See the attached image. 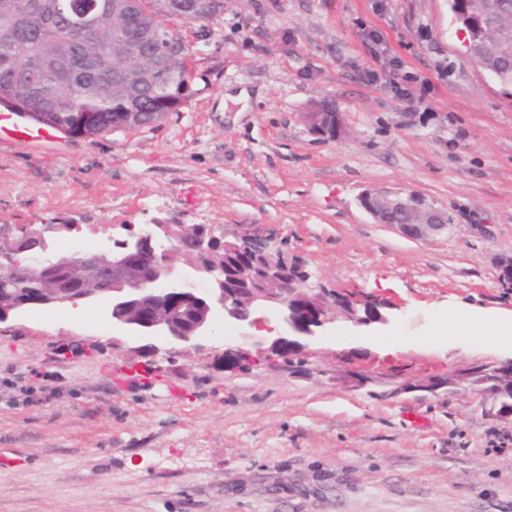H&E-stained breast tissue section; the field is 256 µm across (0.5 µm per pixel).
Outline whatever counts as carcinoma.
Returning a JSON list of instances; mask_svg holds the SVG:
<instances>
[{"label": "carcinoma", "mask_w": 512, "mask_h": 512, "mask_svg": "<svg viewBox=\"0 0 512 512\" xmlns=\"http://www.w3.org/2000/svg\"><path fill=\"white\" fill-rule=\"evenodd\" d=\"M179 0H0V97L29 107L34 117L73 137L148 127L180 111L193 94L181 22L195 38L224 14V0H195L184 14ZM467 27L469 47L481 42L477 0H451ZM99 19L85 32L82 16ZM124 40L142 55L112 56ZM487 75L512 84V54L488 65Z\"/></svg>", "instance_id": "1"}]
</instances>
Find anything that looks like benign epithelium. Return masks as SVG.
Here are the masks:
<instances>
[{
  "label": "benign epithelium",
  "instance_id": "1",
  "mask_svg": "<svg viewBox=\"0 0 512 512\" xmlns=\"http://www.w3.org/2000/svg\"><path fill=\"white\" fill-rule=\"evenodd\" d=\"M512 36L487 29L486 53L506 49ZM361 207L376 222L393 211H405L408 221L393 228L421 239L447 227V213L424 203L408 206L404 197L368 189ZM81 232L79 224H1L0 276L22 280L33 267L58 272L85 284L50 294L41 288L0 301V323L35 306L75 307L81 301L102 305L112 324L131 336L167 338L195 346L212 335L217 310L224 321L252 322L258 310L277 311L286 328L304 336L342 317L363 325L356 298L341 306L325 289L307 285L305 270L282 259L273 238L263 234L232 235L207 224H168L156 220L145 230L126 227L127 237L95 250L57 252L54 235L62 230ZM102 274L111 288L94 287ZM288 338L278 335L258 354L267 360L281 356Z\"/></svg>",
  "mask_w": 512,
  "mask_h": 512
}]
</instances>
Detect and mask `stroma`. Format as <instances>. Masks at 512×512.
<instances>
[{"label": "stroma", "instance_id": "35a3bbf8", "mask_svg": "<svg viewBox=\"0 0 512 512\" xmlns=\"http://www.w3.org/2000/svg\"><path fill=\"white\" fill-rule=\"evenodd\" d=\"M215 30L195 94L154 126L64 157L0 145V225L262 231L310 285L377 298L388 322L367 338L328 325L300 370L225 367L280 328L267 310L216 319L198 347L128 336L92 302L2 323L0 512H512V417L474 385L423 388L504 361L434 327L452 306L512 313V101L447 0H224ZM397 74L430 84L424 110L406 111ZM319 102L336 136L306 125ZM373 188L424 196L447 231L375 223L359 204ZM45 371L60 395L11 404Z\"/></svg>", "mask_w": 512, "mask_h": 512}]
</instances>
